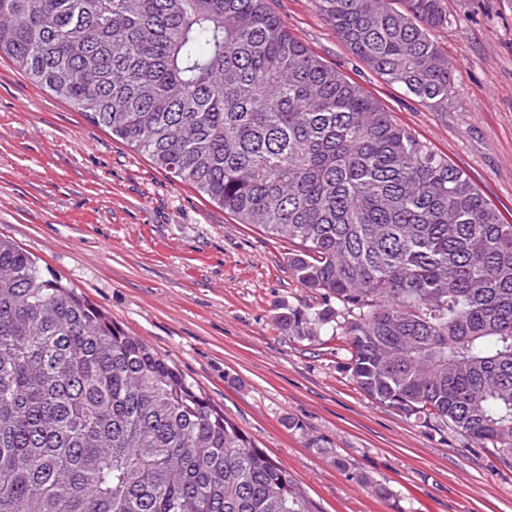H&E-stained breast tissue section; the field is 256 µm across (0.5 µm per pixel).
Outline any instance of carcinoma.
Segmentation results:
<instances>
[{
  "mask_svg": "<svg viewBox=\"0 0 512 512\" xmlns=\"http://www.w3.org/2000/svg\"><path fill=\"white\" fill-rule=\"evenodd\" d=\"M445 111L441 0H314ZM7 58L240 224L295 244L380 403L512 456V224L266 0H0ZM0 512H323L145 341L0 236Z\"/></svg>",
  "mask_w": 512,
  "mask_h": 512,
  "instance_id": "carcinoma-1",
  "label": "carcinoma"
}]
</instances>
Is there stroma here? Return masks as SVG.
<instances>
[{
	"label": "stroma",
	"mask_w": 512,
	"mask_h": 512,
	"mask_svg": "<svg viewBox=\"0 0 512 512\" xmlns=\"http://www.w3.org/2000/svg\"><path fill=\"white\" fill-rule=\"evenodd\" d=\"M288 31L471 177L512 224V0H442L448 109L381 79L313 0H267ZM0 234L150 344L323 512H512V459L367 396L343 340L288 334L320 307L293 243L238 223L0 60ZM389 489L382 497L377 487Z\"/></svg>",
	"instance_id": "obj_1"
}]
</instances>
